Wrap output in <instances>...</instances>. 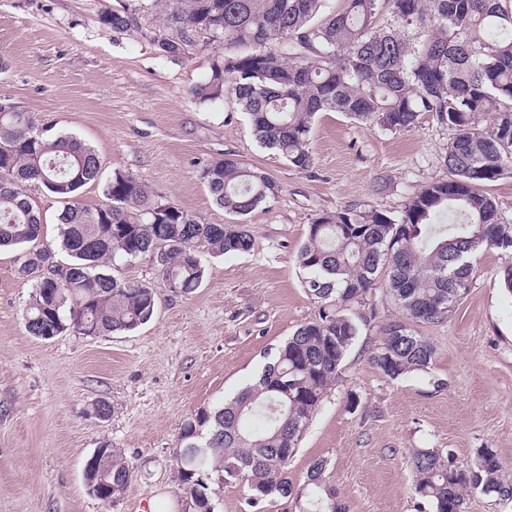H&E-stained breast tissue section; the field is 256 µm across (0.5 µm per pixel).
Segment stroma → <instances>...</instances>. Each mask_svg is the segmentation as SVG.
<instances>
[{
	"label": "stroma",
	"mask_w": 512,
	"mask_h": 512,
	"mask_svg": "<svg viewBox=\"0 0 512 512\" xmlns=\"http://www.w3.org/2000/svg\"><path fill=\"white\" fill-rule=\"evenodd\" d=\"M120 0H0V97L54 132L74 134L98 155L104 175L121 170L205 224L236 218L215 204L200 178L229 155L269 175L280 191L243 219L249 252L205 256L194 293L165 287L147 258L120 264L117 277L146 281L156 316L127 333L29 335L32 280L16 272V251H0V512H183L174 458L185 422L222 405L252 382L276 349L319 306L296 266L308 226L344 208L400 214L425 185L447 178L452 137L428 112L391 133L339 112L314 121L309 170L262 148L232 100L199 102L213 50L160 57L149 40L100 22ZM512 253L476 257L471 286L442 323L420 325L434 345L428 369L383 377L368 355L401 313L392 302L359 325L342 374L327 392L288 465L301 498L249 501L238 480L212 483L215 512H303L307 470L326 462L323 481L349 512H432L412 492L413 451L471 463L493 449L512 481V293L501 286ZM110 408L96 416L97 403ZM108 444L133 477L105 502L83 468Z\"/></svg>",
	"instance_id": "obj_1"
}]
</instances>
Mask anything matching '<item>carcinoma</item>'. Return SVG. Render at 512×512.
<instances>
[{"mask_svg": "<svg viewBox=\"0 0 512 512\" xmlns=\"http://www.w3.org/2000/svg\"><path fill=\"white\" fill-rule=\"evenodd\" d=\"M136 0L102 12L112 30L149 40L167 58L222 48L206 80L193 90L203 102L230 98L249 116L252 132L293 167L313 166L315 117L341 112L390 132L411 130L423 112L454 132L442 163L448 178L424 186L401 214L346 208L310 224L297 254L304 288L319 304L318 319L299 326L258 380L212 411L184 424L176 449L178 479L192 512H214L210 484L244 482L258 504L292 494L291 456L327 392L340 378L359 331L391 299L402 317L389 322L369 354L390 380L429 368L435 349L414 328L445 321L470 288L472 260L482 250L512 251V224L485 185L512 173V7L502 0ZM385 8L389 27L374 18ZM489 123L480 124V117ZM102 178L94 149L72 135H52L29 112L0 108V248H18L17 273L35 280L26 310L29 334L57 336L129 332L155 315L156 289L111 273L120 262L157 255L159 266L190 294L205 276L202 255L249 251L242 224H203L154 194L140 178L115 170L105 201H75ZM217 205L246 216L275 198L267 174L234 158L201 171ZM40 188L63 204V263L40 244L42 216L28 194ZM258 418L261 427L248 421ZM209 427L198 442L197 428ZM106 484L103 501L125 492L133 473L121 452L98 448ZM413 490L433 512H466L479 491L512 499V483L491 448L467 466L435 451L412 455ZM325 462L313 461L306 512H345L322 483Z\"/></svg>", "mask_w": 512, "mask_h": 512, "instance_id": "obj_1", "label": "carcinoma"}]
</instances>
